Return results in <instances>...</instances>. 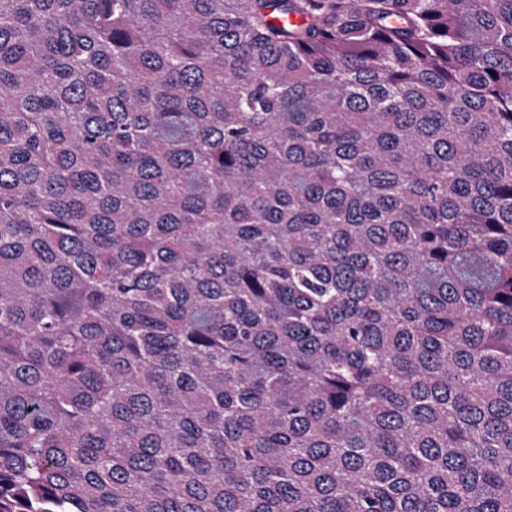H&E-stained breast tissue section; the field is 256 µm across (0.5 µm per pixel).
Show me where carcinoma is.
<instances>
[{
    "label": "carcinoma",
    "mask_w": 512,
    "mask_h": 512,
    "mask_svg": "<svg viewBox=\"0 0 512 512\" xmlns=\"http://www.w3.org/2000/svg\"><path fill=\"white\" fill-rule=\"evenodd\" d=\"M0 512H512V0H0Z\"/></svg>",
    "instance_id": "obj_1"
}]
</instances>
